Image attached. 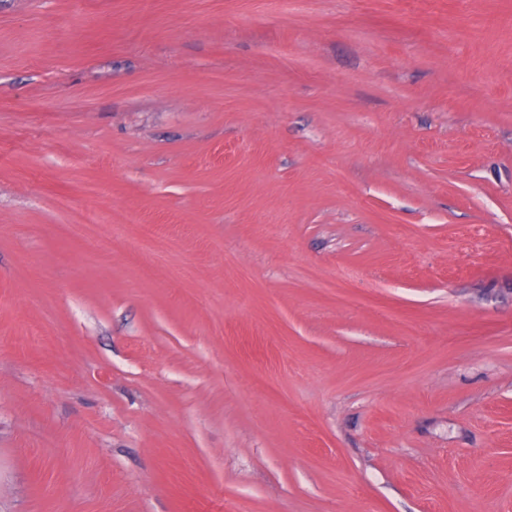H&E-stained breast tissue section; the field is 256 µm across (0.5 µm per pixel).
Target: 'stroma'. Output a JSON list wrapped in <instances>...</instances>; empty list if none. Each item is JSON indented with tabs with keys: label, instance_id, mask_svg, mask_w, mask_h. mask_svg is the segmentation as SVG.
I'll list each match as a JSON object with an SVG mask.
<instances>
[{
	"label": "stroma",
	"instance_id": "stroma-1",
	"mask_svg": "<svg viewBox=\"0 0 512 512\" xmlns=\"http://www.w3.org/2000/svg\"><path fill=\"white\" fill-rule=\"evenodd\" d=\"M299 2L0 0V512H512V0Z\"/></svg>",
	"mask_w": 512,
	"mask_h": 512
}]
</instances>
